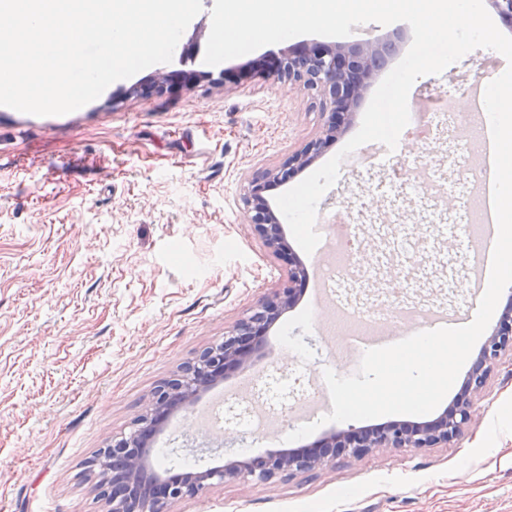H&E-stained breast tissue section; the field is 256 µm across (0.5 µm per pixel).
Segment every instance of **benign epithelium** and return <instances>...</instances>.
Here are the masks:
<instances>
[{"label":"benign epithelium","instance_id":"obj_1","mask_svg":"<svg viewBox=\"0 0 512 512\" xmlns=\"http://www.w3.org/2000/svg\"><path fill=\"white\" fill-rule=\"evenodd\" d=\"M389 45L376 39L355 44L314 42L302 49L269 52L235 73L234 83L256 78H273L291 88L305 89L316 96L326 115L320 134L301 149L272 168L253 172L247 181L243 202V223L253 226L264 246L288 265V286L276 298L257 306L250 315L224 332V341L205 348L180 367L169 380L156 388L142 404L132 421L129 435L112 440V453L123 459L121 479L112 484V512H169L170 505L194 497L215 485L238 479L269 482L278 475H316L335 466L336 457L348 452L355 457L376 448H438L459 439L477 418V403L483 397L487 381L504 359L512 361V302L504 307L499 324L486 336L472 370L452 403L441 415L425 421H391L373 429L332 431L313 447L280 451L253 462H232L205 471L178 474L168 480L166 493L154 497L142 482L145 448L137 437L139 427L157 416L177 408L187 411L210 386L224 380V373L246 364L245 346L259 349L263 342L251 341L273 321L295 297V288L308 271L288 252L282 225L270 208L263 192L288 181L298 170L340 134L369 89L382 53ZM194 84L187 73L162 72L157 81L137 89L144 97Z\"/></svg>","mask_w":512,"mask_h":512}]
</instances>
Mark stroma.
<instances>
[{
	"label": "stroma",
	"mask_w": 512,
	"mask_h": 512,
	"mask_svg": "<svg viewBox=\"0 0 512 512\" xmlns=\"http://www.w3.org/2000/svg\"><path fill=\"white\" fill-rule=\"evenodd\" d=\"M399 35L392 63L411 46L410 27L367 23L345 41ZM482 50L442 73L420 77L409 96L423 101L449 81H472ZM248 53L212 66L203 54L171 60L113 82L86 104L93 118L56 127L20 122L0 105V512H107L90 459L129 433L142 402L258 304L287 286V266L244 224L243 194L253 171L278 165L320 132L318 102L265 79L234 86L223 72ZM198 80L149 99L140 84L179 67ZM466 138L430 145L407 138L399 156L429 158L454 180L448 157ZM355 265L374 264L391 237L375 220H398L397 234L420 246L410 279L421 307H461L468 277L457 248L429 236L413 194L387 188L383 174L341 167L318 204L326 223H351L358 206ZM332 301L305 286L269 329L266 354L218 382L240 401L288 381V405L261 433L215 447L206 401L171 416L153 458L161 468L192 459L199 470L226 459L287 448L288 433L315 424L309 446L340 423L324 422L330 397L319 371L346 375ZM479 419L446 448H380L340 455L309 479L229 481L171 506L172 512H512V365L492 373Z\"/></svg>",
	"instance_id": "obj_1"
}]
</instances>
